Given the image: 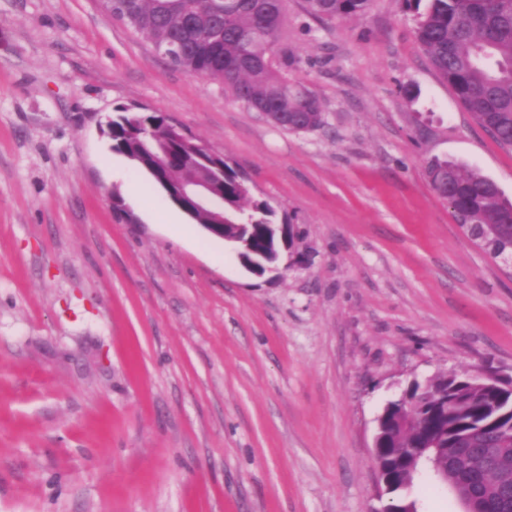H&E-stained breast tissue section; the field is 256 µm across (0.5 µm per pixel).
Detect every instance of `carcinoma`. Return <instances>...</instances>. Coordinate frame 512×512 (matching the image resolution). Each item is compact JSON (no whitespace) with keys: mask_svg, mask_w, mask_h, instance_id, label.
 I'll use <instances>...</instances> for the list:
<instances>
[{"mask_svg":"<svg viewBox=\"0 0 512 512\" xmlns=\"http://www.w3.org/2000/svg\"><path fill=\"white\" fill-rule=\"evenodd\" d=\"M373 0H304L306 13L326 22L367 14ZM116 10L168 51L171 64L223 78L224 88L280 129L323 127L318 97L275 64L284 0H119ZM415 36L432 66L466 111L500 144L512 146V0H429ZM109 138L153 180L170 181V131L165 117L117 108ZM425 174L459 224L493 258H512V201L476 168L431 158ZM272 207L249 199L244 179L224 164V238L246 242L245 265L276 252ZM378 465L395 497L391 512L416 508L407 495L421 474L422 447L432 443V469L473 500L479 512H512V393L465 373L442 372L413 383L378 419Z\"/></svg>","mask_w":512,"mask_h":512,"instance_id":"carcinoma-1","label":"carcinoma"}]
</instances>
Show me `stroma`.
Wrapping results in <instances>:
<instances>
[{"instance_id":"obj_1","label":"stroma","mask_w":512,"mask_h":512,"mask_svg":"<svg viewBox=\"0 0 512 512\" xmlns=\"http://www.w3.org/2000/svg\"><path fill=\"white\" fill-rule=\"evenodd\" d=\"M276 63L326 110L273 127L101 0H0V512H382L377 419L445 371L512 378V259L425 162L512 199V148L460 103L403 0L321 23L285 0ZM172 118L293 237L258 276L103 129Z\"/></svg>"}]
</instances>
